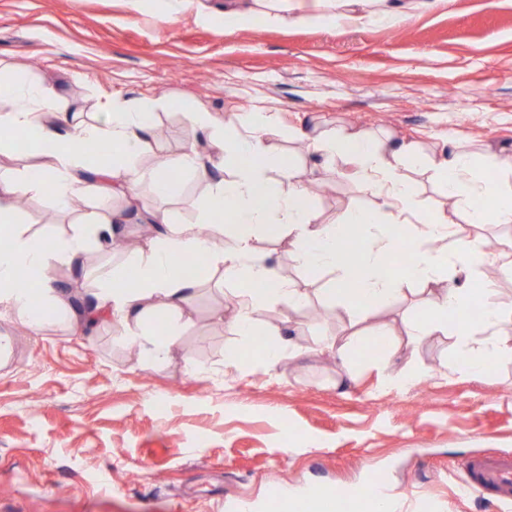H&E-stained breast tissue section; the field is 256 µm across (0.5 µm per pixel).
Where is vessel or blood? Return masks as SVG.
Listing matches in <instances>:
<instances>
[{
	"mask_svg": "<svg viewBox=\"0 0 512 512\" xmlns=\"http://www.w3.org/2000/svg\"><path fill=\"white\" fill-rule=\"evenodd\" d=\"M460 483L463 495L477 499H490L504 512H512V455L482 454L471 457L463 465ZM350 502L327 494L317 499H297L291 512H349Z\"/></svg>",
	"mask_w": 512,
	"mask_h": 512,
	"instance_id": "vessel-or-blood-1",
	"label": "vessel or blood"
}]
</instances>
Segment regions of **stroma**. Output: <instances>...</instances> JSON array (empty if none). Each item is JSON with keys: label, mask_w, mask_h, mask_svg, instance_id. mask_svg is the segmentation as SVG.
Returning <instances> with one entry per match:
<instances>
[{"label": "stroma", "mask_w": 512, "mask_h": 512, "mask_svg": "<svg viewBox=\"0 0 512 512\" xmlns=\"http://www.w3.org/2000/svg\"><path fill=\"white\" fill-rule=\"evenodd\" d=\"M387 2L396 8L389 23L374 19L376 0H359V20L336 24L328 0H288L284 23L228 32L225 0H181L174 13L169 0H0V78L51 83L61 111L98 126L113 99L162 103L141 158L148 171L190 144L184 109L232 112L244 124L265 99L276 114L264 136L271 153L303 172L311 206L331 221L375 196L345 159L311 156L301 128L368 131L431 156L512 160V0ZM407 176L420 203L413 223L452 213L432 171ZM323 184L328 194L317 193ZM177 185L164 208L202 224L204 185L186 174ZM104 204L125 207L94 192L67 212L30 197L21 221L66 235ZM267 250L311 296L299 310L261 314L270 330L299 326L305 350L270 370L253 367L254 347L244 351L249 366L225 367L224 349L239 338L226 324L234 287L219 268L163 363L142 362L110 319L73 329L50 321L37 335L10 326L12 350L0 360V512H190L238 497L282 512L293 490L374 481L425 486L426 512H498L460 493V464L475 451H512V361L466 378L454 370L452 337L410 351L401 333L390 370H424L418 384L391 387L368 356L337 384L336 353H306L313 338L339 345L352 331L324 297L328 274L299 267L287 242ZM187 358L203 373L187 374Z\"/></svg>", "instance_id": "35a3bbf8"}]
</instances>
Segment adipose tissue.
<instances>
[{
    "label": "adipose tissue",
    "mask_w": 512,
    "mask_h": 512,
    "mask_svg": "<svg viewBox=\"0 0 512 512\" xmlns=\"http://www.w3.org/2000/svg\"><path fill=\"white\" fill-rule=\"evenodd\" d=\"M0 97L13 102L12 109L0 112V136L15 130L36 136L26 173L17 179L0 176V238L11 242L8 250H0V310L32 331H40L50 318L75 327L81 319L109 315L121 326L120 341L137 345L143 361L170 358L196 289L220 267L225 281L236 287L230 329L258 343L264 367L274 368L297 349L292 339L262 329L260 312L273 305L296 310L309 300L305 290L283 280L276 265L260 256V243L286 238L305 271L329 274L326 296L351 320L370 324L368 331L353 332L337 348L314 340L315 352L337 349L342 368H350L369 346L378 351V364L386 365L395 333L390 324H375L371 318L410 286L431 296L432 303L406 320L407 346L427 336H452L455 370L466 377L481 376L493 364L512 360V337L497 333L499 326L512 323V310L498 304L494 284L483 278L489 262L512 267V237H505L491 256L475 239L461 235L446 214H435L427 224L411 223L419 202L401 173L405 166H432L467 223L511 224L512 185L503 174L512 163L494 161L479 170L467 153L452 151L432 160L415 143L389 145L367 132L340 129L310 141L311 151L326 159L345 158L381 204L376 210L351 208L334 222L323 223L308 203L302 174L269 153L263 135L274 122L264 106H257L251 127L241 131L220 113L189 110L186 117L195 134L208 140V152L189 146L147 172L140 158L155 128V101L113 100L109 121L101 127L70 121L56 111L57 93L45 83L1 79ZM90 143L98 148V179L133 202L137 220L153 225L154 232L123 269L108 264L95 269L89 302L79 314L56 271L88 251H105L125 233L123 216L109 212L73 234L47 240L24 231L16 201L21 196L46 197L60 210L72 209L88 191L82 173L84 148ZM179 173L204 183L203 215L214 228L212 235H199L194 226L179 223L172 211L149 205L140 195L139 187L147 180L155 197H173L172 177ZM383 209L390 212L392 223H380ZM353 231L367 242L357 256L356 264L366 271L359 280L353 279L352 265L343 256ZM198 257L206 258V266H194ZM478 282L485 297L475 321L470 303ZM159 317L165 321L160 334L152 326Z\"/></svg>",
    "instance_id": "adipose-tissue-1"
}]
</instances>
